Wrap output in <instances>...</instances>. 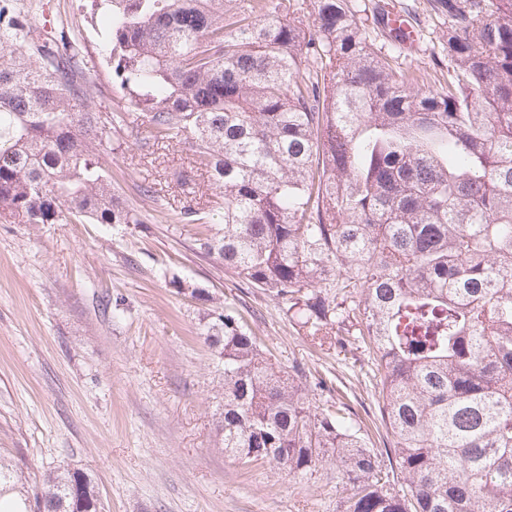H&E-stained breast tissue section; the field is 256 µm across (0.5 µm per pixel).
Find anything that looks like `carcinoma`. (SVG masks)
<instances>
[{
  "label": "carcinoma",
  "mask_w": 512,
  "mask_h": 512,
  "mask_svg": "<svg viewBox=\"0 0 512 512\" xmlns=\"http://www.w3.org/2000/svg\"><path fill=\"white\" fill-rule=\"evenodd\" d=\"M430 5L444 80L375 49L352 0H307L306 20L285 0H91L126 102L111 109L80 30L0 0V217L142 224L102 157L127 132L143 153L181 145L172 180L207 174L223 210L200 253L312 345L372 355L382 451L322 376L312 405L236 307L206 314L224 453L306 484L333 468L337 512H512V0ZM21 482L0 457V512H102L82 469Z\"/></svg>",
  "instance_id": "carcinoma-1"
}]
</instances>
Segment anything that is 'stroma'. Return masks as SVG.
<instances>
[{"label":"stroma","mask_w":512,"mask_h":512,"mask_svg":"<svg viewBox=\"0 0 512 512\" xmlns=\"http://www.w3.org/2000/svg\"><path fill=\"white\" fill-rule=\"evenodd\" d=\"M377 1L408 11L418 34L400 63L432 69L440 30L428 0L356 5ZM61 16L80 27L89 52L102 50L106 34L87 0H47L46 14L28 19L39 26ZM186 162L172 142L148 158L127 146L107 157L113 186L147 210L145 224L0 220V455L32 484L63 463L83 469L105 512H336L335 471L323 470L312 487L225 455L217 427L224 374L204 337L205 315L235 303L280 366L334 378L378 446L386 430L368 357L314 347L274 297L197 252L198 227L181 221L184 196L166 177ZM144 182L157 202L142 200ZM193 288L208 300L192 299Z\"/></svg>","instance_id":"obj_1"}]
</instances>
